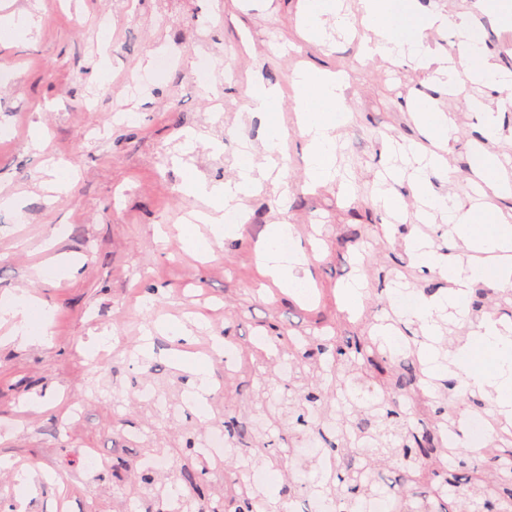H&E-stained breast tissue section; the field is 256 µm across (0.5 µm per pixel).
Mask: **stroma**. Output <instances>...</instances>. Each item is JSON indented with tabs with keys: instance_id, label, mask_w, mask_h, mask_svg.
I'll return each instance as SVG.
<instances>
[{
	"instance_id": "stroma-1",
	"label": "stroma",
	"mask_w": 512,
	"mask_h": 512,
	"mask_svg": "<svg viewBox=\"0 0 512 512\" xmlns=\"http://www.w3.org/2000/svg\"><path fill=\"white\" fill-rule=\"evenodd\" d=\"M35 3L42 21L29 40H0V188L23 201L21 212L0 210V293L31 290L53 317L46 344L0 343V501L12 512H215L254 468L314 483L309 455L288 454V350L272 338L319 328L360 335L359 320L379 319L399 294L420 295L438 281L411 263L406 244H379L378 228L393 237L398 222L371 191L399 164L394 149L421 139L410 101L434 97L456 119L445 151L452 178L434 186L463 201L475 195L476 116L432 71L365 57L360 33L329 25L323 40L305 38L306 0H0V17ZM304 65L348 78L340 176L313 190L293 84ZM253 81L282 94L288 199L266 186L247 200L235 236L197 257L175 228L206 205L182 182L191 172L223 184L243 146L260 150L265 122L245 108ZM35 123L46 133L39 149L29 137ZM55 165L76 174L59 198L43 187ZM280 221L309 259L313 302L258 274L255 244ZM348 226L364 227V257L337 254ZM56 230L62 242L45 250ZM54 253L75 255L74 272L35 281L36 266ZM354 279L365 291L347 319L340 288ZM148 292L155 302L147 310ZM156 321L185 323L202 354L213 337L228 338L235 373L225 376L214 357L207 418L187 403L188 376L174 367L170 341L155 337L151 354H138ZM105 332L110 341L88 357L87 343ZM228 412L250 425L260 448L226 460L195 456ZM90 450L102 460L94 473L83 465ZM156 455L169 460L168 472L143 469ZM21 469L36 486L24 499L14 480Z\"/></svg>"
}]
</instances>
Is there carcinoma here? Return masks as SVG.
Wrapping results in <instances>:
<instances>
[{
  "mask_svg": "<svg viewBox=\"0 0 512 512\" xmlns=\"http://www.w3.org/2000/svg\"><path fill=\"white\" fill-rule=\"evenodd\" d=\"M487 306L512 318V290L474 289L470 313ZM289 377L307 365L327 367V391L304 384L292 388L288 417L293 430L288 447L299 438L324 440L336 451V494L315 501L320 512L332 499L334 512H367L381 494L387 463L397 461L404 472L400 499L393 512H512V431L496 432L487 447L470 448L444 442L445 428L460 431L458 404L469 399L455 379L428 377L418 359L399 350L380 351L369 334L331 339L309 337L288 347ZM336 398L341 410L327 415V401ZM410 399L424 415L413 427L401 411ZM235 446L247 453L258 443L249 427L228 421ZM270 508L259 493L224 500V512H256Z\"/></svg>",
  "mask_w": 512,
  "mask_h": 512,
  "instance_id": "obj_1",
  "label": "carcinoma"
}]
</instances>
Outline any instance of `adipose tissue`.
I'll use <instances>...</instances> for the list:
<instances>
[{
  "label": "adipose tissue",
  "instance_id": "adipose-tissue-1",
  "mask_svg": "<svg viewBox=\"0 0 512 512\" xmlns=\"http://www.w3.org/2000/svg\"><path fill=\"white\" fill-rule=\"evenodd\" d=\"M348 27L354 23L372 32L364 51L370 56L408 59L415 68L436 66L446 76L450 93L469 96L472 84L503 85L507 79L497 64L487 56L476 39L470 18L463 13L443 9H423L419 0H358L356 13L343 12L341 0H309L305 23L309 33L322 37L326 21ZM451 30L461 39L457 57L433 49L428 42L431 32ZM301 90L298 110L306 139L307 178L311 186H321L335 176L336 132L346 123L344 78L309 67L296 74ZM247 109L258 112L266 120L263 150L267 168L264 178H271L278 189H287L283 169L278 158L285 152L286 134L280 121V99L274 88L261 83L250 84ZM422 134L434 145L446 144L455 130V118L446 112L440 102L430 97L415 99L412 106ZM430 172L417 177L413 190L423 198L426 209L419 215L427 222L435 215L447 217L457 237L465 246L481 256L480 262L465 264L430 249L420 237H411L409 250L415 261L430 270L439 271L452 281L453 287L445 294L418 300L416 307L406 312L407 321L418 323L424 336L436 339L440 334L438 318L447 310L465 313V304L472 284L486 279L497 287L512 288V222L503 212L486 203L464 204L459 199L435 190L431 173L450 179L451 171L439 156H431ZM263 178L255 175L250 155H243L234 177L224 186H210L189 176L184 180V191L190 196L206 198L211 212H200L194 223L181 230L187 249L204 253L212 241L233 236L235 230L227 226L228 217L241 213L243 198L258 194L263 189ZM293 227L287 223L269 225L268 231L256 245L258 264L263 276L284 292L310 287L305 270L307 258L298 254L296 261L283 262L280 251L293 240ZM50 310L38 297L28 291L4 292L0 295V322L10 324V341L23 346L45 343L46 325ZM489 357V365H480L481 357ZM428 362L435 376L450 375L460 379L465 390L494 393L501 414L512 417V328H501L499 320L482 318L465 342L449 345L446 350L429 348Z\"/></svg>",
  "mask_w": 512,
  "mask_h": 512
}]
</instances>
